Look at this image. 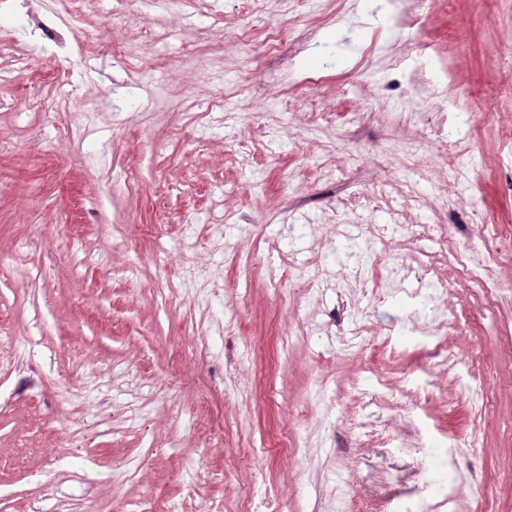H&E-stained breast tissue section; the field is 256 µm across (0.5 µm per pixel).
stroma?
Masks as SVG:
<instances>
[{"instance_id": "stroma-1", "label": "stroma", "mask_w": 512, "mask_h": 512, "mask_svg": "<svg viewBox=\"0 0 512 512\" xmlns=\"http://www.w3.org/2000/svg\"><path fill=\"white\" fill-rule=\"evenodd\" d=\"M47 2L70 50L0 11L27 49L0 61V512H393L423 465L457 512H512V271L494 301L457 280L435 300L483 408L422 345L381 347L412 325L385 264L407 294L423 265L448 273L420 225L476 261L512 225V0H432L419 29L387 0ZM424 43L451 45L476 119L445 127L447 170L390 153L429 149L426 117L397 118ZM368 420L473 449L421 464Z\"/></svg>"}]
</instances>
